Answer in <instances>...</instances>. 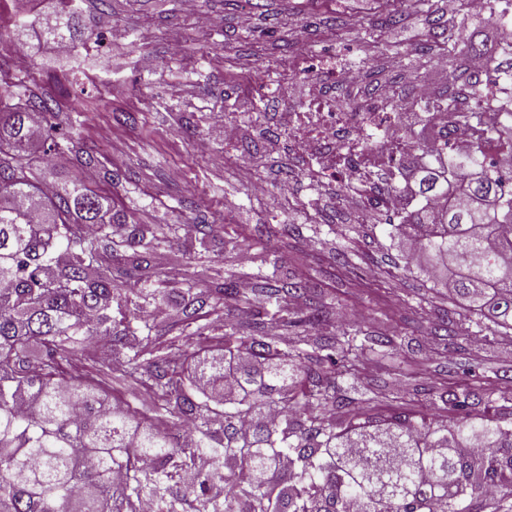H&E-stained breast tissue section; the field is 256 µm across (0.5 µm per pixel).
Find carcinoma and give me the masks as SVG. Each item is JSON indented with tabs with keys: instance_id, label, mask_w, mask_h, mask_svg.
I'll return each instance as SVG.
<instances>
[{
	"instance_id": "cac0c4a2",
	"label": "carcinoma",
	"mask_w": 512,
	"mask_h": 512,
	"mask_svg": "<svg viewBox=\"0 0 512 512\" xmlns=\"http://www.w3.org/2000/svg\"><path fill=\"white\" fill-rule=\"evenodd\" d=\"M75 0L44 26L47 39L75 45L85 24ZM378 28L404 24L413 14L433 15L435 0H399ZM433 33L409 60H432ZM482 53L476 43L448 57V111H483L478 86L512 79V52L487 61L484 76L470 71ZM60 104L8 92L0 95V512H140L150 499L156 512H473L486 498L493 512H512V419L475 417L467 392H450L448 410L459 421H370L336 412L353 398L336 377L366 350L395 346L384 333L339 340L330 335L325 306L294 274L263 272L253 259L254 288L242 295L229 275L219 288L209 279V224H116L107 200L81 181H38L32 174L39 143L55 129ZM428 163L413 173L425 204L408 215L409 242L398 267L427 274L448 290L492 335H512V175L495 171L481 147L460 156L431 139L407 143ZM194 237L200 250L178 254L170 237ZM106 239L102 253L95 242ZM65 263L55 265L58 254ZM176 295L201 314L164 340L133 298L163 302ZM305 308L297 313L294 303ZM117 309L119 316L112 315ZM296 331L288 340V331ZM445 345L472 336L463 320L433 324ZM111 348L92 366L79 367L90 341ZM211 354L185 382L189 355ZM125 398L114 407L109 397ZM273 422L244 424L260 408ZM191 418L183 438L154 421L174 425ZM478 444L480 454H464ZM214 467L182 475L199 458ZM247 470L252 478L237 482Z\"/></svg>"
}]
</instances>
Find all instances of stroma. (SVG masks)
<instances>
[{"label":"stroma","mask_w":512,"mask_h":512,"mask_svg":"<svg viewBox=\"0 0 512 512\" xmlns=\"http://www.w3.org/2000/svg\"><path fill=\"white\" fill-rule=\"evenodd\" d=\"M86 21L82 44L73 55H54L33 29L17 33L0 22V64L12 67L16 41L30 48L28 93L60 103L76 98L85 110L77 125L78 155H66L41 178H85L105 196L114 221L124 224H212L209 245L212 284L228 269L251 271L252 257L264 252L269 265L292 272L342 314L337 330H375L377 320L393 322L404 345L386 354L366 353L352 372L367 394L356 410L379 419L401 414L416 419L448 416L447 392L469 389L475 414L487 408L512 412V336L480 344L463 341L447 349L432 336L429 321L460 314L443 288L420 276H406L394 263L402 251L400 234L390 232L382 212L370 224L353 222L342 206L340 186L313 189L294 180L292 206L277 194L282 167L298 170L300 156L288 147L293 101L273 99L279 80L300 83L308 59L321 60L315 79L332 84L348 60L368 54L384 63L383 80L396 99L410 106L413 139L425 138L423 109L415 94L430 85L438 102L448 100V79L434 62L408 71L389 66L395 51H409L433 29L413 17L398 35V48L384 41L357 39L359 27L386 13L383 0H79ZM209 15L212 28L196 29L191 10ZM251 17L241 28L240 15ZM463 49L480 43L486 57L498 58L504 31L488 16L466 15L451 30ZM297 42L296 53L281 56V38ZM100 45L110 56L101 66ZM234 114L243 138L256 142L254 155L239 145L211 138L217 111ZM199 131L195 139L184 128ZM265 224H316L314 235L257 241ZM344 253L350 273L336 275L335 257Z\"/></svg>","instance_id":"35a3bbf8"}]
</instances>
